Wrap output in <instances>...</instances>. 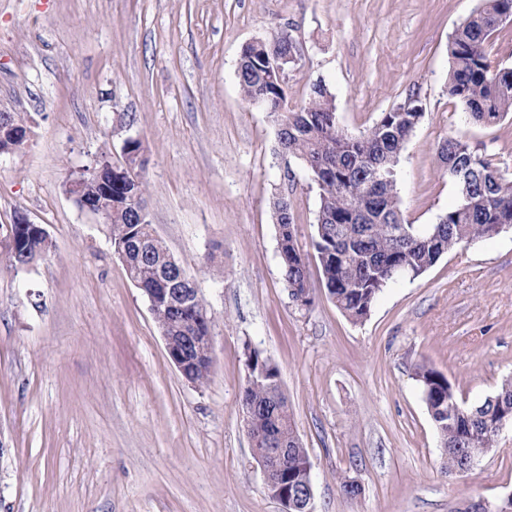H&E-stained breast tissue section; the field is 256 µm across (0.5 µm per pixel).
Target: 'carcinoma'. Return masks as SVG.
Segmentation results:
<instances>
[{"mask_svg":"<svg viewBox=\"0 0 512 512\" xmlns=\"http://www.w3.org/2000/svg\"><path fill=\"white\" fill-rule=\"evenodd\" d=\"M512 12V0H481L477 12L455 32L448 45L452 66L448 96L459 101L475 122L494 123L512 114V68H500L489 58L486 45L496 31V18ZM296 46L284 35L246 45L236 79L243 100L260 93L268 97V112L283 128L284 147L308 170H320L319 209L313 247L330 296L350 320L365 319L384 288L404 273L421 274L463 242L492 238L501 227L512 226V178L496 179L492 159L475 154L462 137H450L438 148L441 165L456 188L448 211L431 226L405 223L398 195L399 175L374 187L376 169L399 170L409 137L420 123L423 108L414 100L409 109L384 113L359 136L349 137L339 125L334 99L325 83L310 87L307 99L288 107L286 85L262 69L265 58L290 56ZM124 154L133 166L112 167V174L86 180L78 205L90 201L112 203L110 226L114 252L123 257L129 278L145 288H158L173 270L164 242L150 220L139 219L145 208L144 183L135 170L145 165L140 140L128 141ZM112 181V196L103 182ZM282 275L287 288L310 290L307 257L296 245L293 216L275 217ZM176 300H157L151 311L158 328L170 331ZM208 310L198 298L196 310L183 315V324L200 326L208 335ZM252 369L242 397L250 411L247 431L255 437L273 436L286 442L287 482L303 483L310 461L288 409L278 396L277 367L257 351L247 359ZM414 379L429 390L432 417L442 447L448 449L446 473L456 474L469 458H479L494 447V423L512 412V380L474 407L460 402L456 390L441 372L427 364L415 366Z\"/></svg>","mask_w":512,"mask_h":512,"instance_id":"1","label":"carcinoma"}]
</instances>
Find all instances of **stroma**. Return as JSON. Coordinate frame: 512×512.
I'll return each mask as SVG.
<instances>
[{
  "label": "stroma",
  "mask_w": 512,
  "mask_h": 512,
  "mask_svg": "<svg viewBox=\"0 0 512 512\" xmlns=\"http://www.w3.org/2000/svg\"><path fill=\"white\" fill-rule=\"evenodd\" d=\"M480 0H0V112L29 128L0 154V238L18 217L50 253L0 261V512H282L241 406L249 350L278 368L312 468L314 512H501L512 425L462 474L444 473L413 379L427 363L467 405L512 377V230L462 244L385 288L369 316L329 299L312 248L319 195L236 82L244 45L289 34V104L313 83L359 134L418 99L400 160L405 222L437 223L455 186L437 148L464 137L512 177V115L474 123L449 97L448 43ZM142 140L148 218L210 317L198 387L171 365L108 225L66 192L101 156ZM287 196L313 303L281 273L273 202ZM359 481L351 499L341 476Z\"/></svg>",
  "instance_id": "35a3bbf8"
}]
</instances>
